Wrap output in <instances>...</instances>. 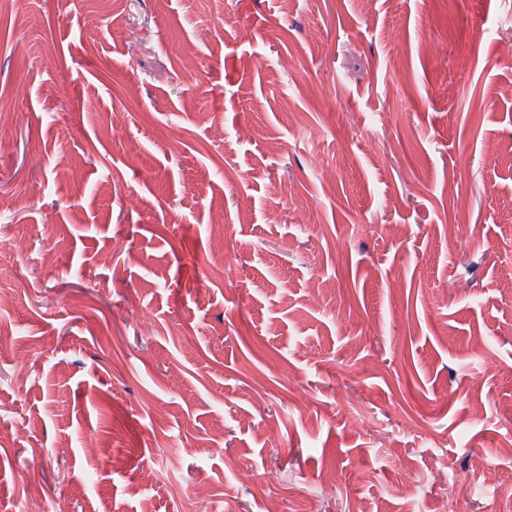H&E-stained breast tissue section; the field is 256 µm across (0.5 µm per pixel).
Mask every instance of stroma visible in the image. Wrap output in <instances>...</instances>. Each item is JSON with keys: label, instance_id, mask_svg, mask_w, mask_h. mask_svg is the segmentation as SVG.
Wrapping results in <instances>:
<instances>
[{"label": "stroma", "instance_id": "35a3bbf8", "mask_svg": "<svg viewBox=\"0 0 512 512\" xmlns=\"http://www.w3.org/2000/svg\"><path fill=\"white\" fill-rule=\"evenodd\" d=\"M511 9H0V512L512 505Z\"/></svg>", "mask_w": 512, "mask_h": 512}]
</instances>
